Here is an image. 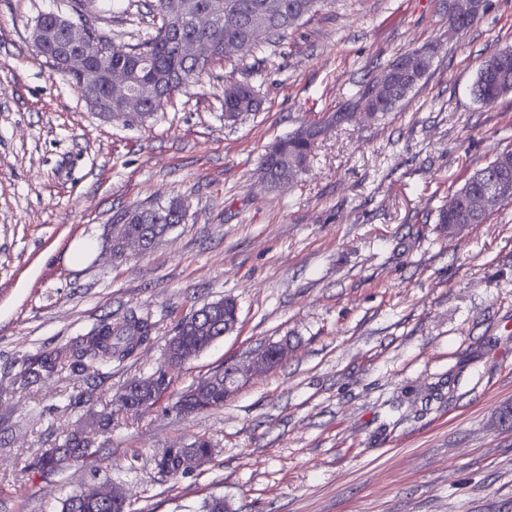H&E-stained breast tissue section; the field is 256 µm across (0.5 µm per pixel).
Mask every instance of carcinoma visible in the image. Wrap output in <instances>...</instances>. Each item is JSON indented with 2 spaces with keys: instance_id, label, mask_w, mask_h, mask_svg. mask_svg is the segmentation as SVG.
Listing matches in <instances>:
<instances>
[{
  "instance_id": "obj_1",
  "label": "carcinoma",
  "mask_w": 512,
  "mask_h": 512,
  "mask_svg": "<svg viewBox=\"0 0 512 512\" xmlns=\"http://www.w3.org/2000/svg\"><path fill=\"white\" fill-rule=\"evenodd\" d=\"M327 0H146L148 13L157 20L154 33L130 46L117 45L94 26H87L84 49L97 65L100 55L107 54L112 69L126 74L127 84L122 89H102V100L112 95V111L131 112L127 126L145 123L162 110L175 91L216 63L232 60L243 45H256L261 38L282 39L300 26L302 20L317 13ZM222 6L224 21L210 27H186L182 37L197 42L205 57L197 60L186 56L171 35L170 27L180 18ZM37 37L41 55L59 74L68 77L79 90L92 83L90 72H71L62 67L60 49L62 37L51 31L49 14ZM432 67V56L427 51L411 50L397 56L387 65L372 88L361 97L362 106L370 114L392 111L414 87L425 78ZM512 92V46L502 48L481 62L472 86L473 97L492 104ZM259 102L254 88L247 82H233L224 88V120L235 121L245 112H255ZM325 127L320 124H302L288 135L278 139L260 159V167L273 188H286L297 182L310 163L312 149ZM512 170V150L495 155L486 166L478 169L463 186L452 192L437 214V229L441 233L461 231L470 224L486 222L489 211L475 207L477 199L488 192H498L494 181L503 170ZM184 205L172 200L164 206H148L126 210L116 216V222L127 227L131 235H151L162 238L182 223ZM237 304L224 299L202 305L195 313L182 319L173 329L171 339L193 337L192 350L199 354L214 341L224 336L227 323L235 321ZM155 324L137 316L112 321L107 317L87 333L71 343L43 350L28 359L22 375V385L58 378L65 373L74 380H87L98 366L112 360L125 361L149 343ZM171 384L167 374L160 370L153 375L132 380L120 391L122 406L117 409L89 408V422L100 429L112 424L114 413L138 414L160 402ZM224 406V388L214 389L207 404L197 407L189 402L188 392H181L172 405L177 413L198 414ZM94 444L70 432L57 448L45 452L30 463V469L42 476L62 470L94 454ZM165 475L176 477L185 472L182 451L166 448L156 461ZM62 512H131L125 498L110 496L96 499L87 491L68 497Z\"/></svg>"
}]
</instances>
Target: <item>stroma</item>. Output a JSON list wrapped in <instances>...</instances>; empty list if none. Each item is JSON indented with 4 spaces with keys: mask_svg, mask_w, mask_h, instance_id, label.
Listing matches in <instances>:
<instances>
[{
    "mask_svg": "<svg viewBox=\"0 0 512 512\" xmlns=\"http://www.w3.org/2000/svg\"><path fill=\"white\" fill-rule=\"evenodd\" d=\"M117 44L152 31L142 0H83ZM70 0H0V512H61L69 496L122 488L133 512H512V204L454 236L437 210L512 149V94L486 105L480 63L512 45V0L448 32V0H329L283 40L215 65L142 127L91 112L30 40ZM433 64L396 109L359 97L399 54ZM249 81L259 111L222 117L224 87ZM337 112L348 120L328 124ZM304 122L328 128L298 183L266 186L265 150ZM172 199L190 213L143 256L112 259L115 215ZM239 307L236 329L172 370L140 416L91 431L98 459L44 477L37 453L88 404L161 367L167 336L204 303ZM150 318L136 357L94 380L17 391L25 358L104 316ZM285 361L223 408L180 416L178 393L263 345ZM212 458L168 477L154 458L195 437Z\"/></svg>",
    "mask_w": 512,
    "mask_h": 512,
    "instance_id": "stroma-1",
    "label": "stroma"
}]
</instances>
